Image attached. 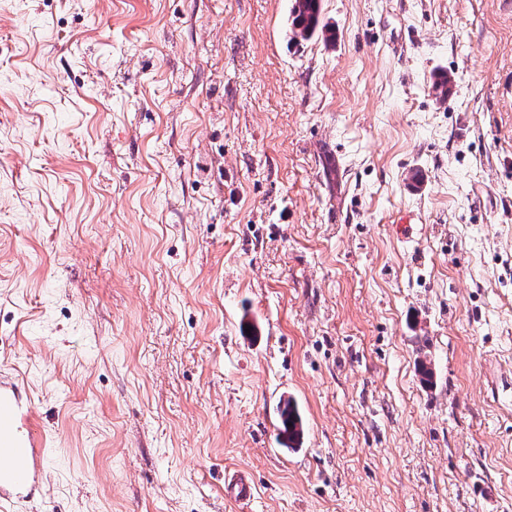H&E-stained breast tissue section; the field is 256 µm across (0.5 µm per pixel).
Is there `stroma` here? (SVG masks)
I'll list each match as a JSON object with an SVG mask.
<instances>
[{"label": "stroma", "mask_w": 512, "mask_h": 512, "mask_svg": "<svg viewBox=\"0 0 512 512\" xmlns=\"http://www.w3.org/2000/svg\"><path fill=\"white\" fill-rule=\"evenodd\" d=\"M321 6L0 0L11 512H512V0ZM320 0H294L291 10L293 38L306 40L323 34ZM47 447L26 386L0 375V507L43 495ZM280 417H281V434L288 441V447L293 448L290 445H295L299 442L302 434V420L300 413L290 399L283 401L280 406ZM229 487L234 500L243 505L253 501L257 494L256 486L244 473L234 475Z\"/></svg>", "instance_id": "35a3bbf8"}]
</instances>
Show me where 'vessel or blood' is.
I'll return each instance as SVG.
<instances>
[{
    "label": "vessel or blood",
    "instance_id": "1",
    "mask_svg": "<svg viewBox=\"0 0 512 512\" xmlns=\"http://www.w3.org/2000/svg\"><path fill=\"white\" fill-rule=\"evenodd\" d=\"M47 440L35 422L32 399L19 378L0 375V504L43 494ZM236 502L254 500L257 489L242 473L229 483Z\"/></svg>",
    "mask_w": 512,
    "mask_h": 512
}]
</instances>
